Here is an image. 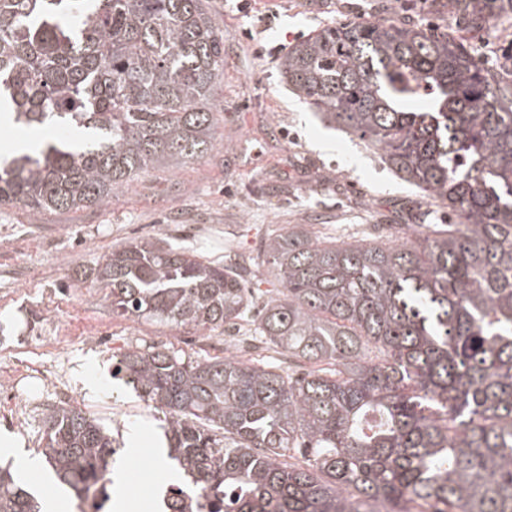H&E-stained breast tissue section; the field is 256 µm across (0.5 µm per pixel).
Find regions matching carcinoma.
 <instances>
[{
  "label": "carcinoma",
  "mask_w": 512,
  "mask_h": 512,
  "mask_svg": "<svg viewBox=\"0 0 512 512\" xmlns=\"http://www.w3.org/2000/svg\"><path fill=\"white\" fill-rule=\"evenodd\" d=\"M491 0H448L455 30L351 21L282 56L291 89L448 224L374 242L289 224L264 246L281 289L259 342L308 366L130 350L114 377L167 416L176 494L209 512H512V76L472 48ZM224 30L207 0H0V110L69 135L0 161V207H103L216 146ZM237 264L174 244L112 248L80 282L131 320L214 331L247 317ZM114 439L60 405L38 449L77 499L107 495ZM0 512H42L0 465Z\"/></svg>",
  "instance_id": "cac0c4a2"
}]
</instances>
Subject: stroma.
I'll list each match as a JSON object with an SVG mask.
<instances>
[{"label": "stroma", "instance_id": "stroma-1", "mask_svg": "<svg viewBox=\"0 0 512 512\" xmlns=\"http://www.w3.org/2000/svg\"><path fill=\"white\" fill-rule=\"evenodd\" d=\"M224 30V80L215 91L217 145L187 165L149 170L101 208L37 213L0 209V438L15 458L36 459L48 414L61 404L96 413L121 438L124 484L142 512H156L165 415L112 375L132 348L243 356L287 370L279 349L256 344L251 320L233 341L113 316L78 275L113 247L166 240L207 261L232 257L247 285L270 291L266 266L251 259L290 224L345 241L382 238L394 224H444L358 136L325 123L282 81L284 48L328 24L414 22L447 28L436 0H208Z\"/></svg>", "mask_w": 512, "mask_h": 512}]
</instances>
